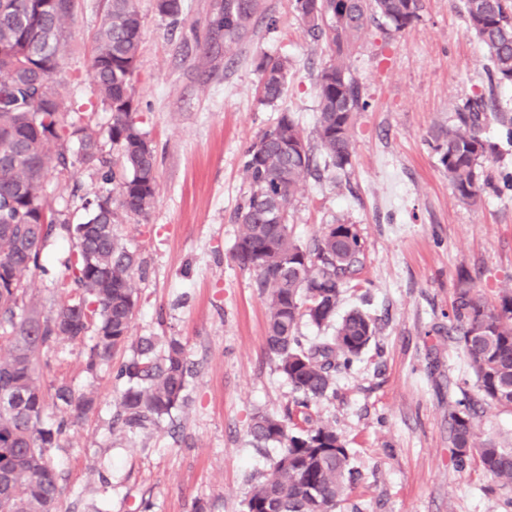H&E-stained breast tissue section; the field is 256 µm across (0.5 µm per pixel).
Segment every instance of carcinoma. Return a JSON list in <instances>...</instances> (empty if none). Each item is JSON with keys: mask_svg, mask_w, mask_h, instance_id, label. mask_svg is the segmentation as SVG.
<instances>
[{"mask_svg": "<svg viewBox=\"0 0 512 512\" xmlns=\"http://www.w3.org/2000/svg\"><path fill=\"white\" fill-rule=\"evenodd\" d=\"M137 0H108L95 35L91 61L96 103L112 113L107 135L117 149L122 173L102 156L101 132L75 121L79 109L58 96L53 77L70 47L66 22L74 0H0V512H55L61 475L50 448L71 420L96 407L90 392L65 381L44 385L38 374L42 351L65 341L85 348V369L95 372L113 351L131 340L138 299L137 254L117 237L124 216L146 218L157 196L158 160L134 121L133 87L140 54L142 17ZM259 0H221L213 22L224 46L248 33ZM309 32L324 39L332 59L317 75L315 136L325 167L351 164L353 115L366 109L362 88L348 65L361 31L380 21L386 37L420 18L423 0H294ZM467 31L490 62V84H512V0H463ZM163 18L178 21L184 0H156ZM267 103L283 94L288 60L261 64ZM489 101L463 104L455 122L431 134L432 148L448 174L455 196L475 204L487 188L483 164L495 145L484 136ZM79 142L76 159L67 143ZM99 165L105 187L82 200L85 221L73 224L69 209L57 208L47 192L49 177L64 179L75 162ZM249 194L235 215L239 224L233 259L255 274L268 292L266 347L297 398L280 417L258 413L249 427L259 444L277 446L271 470L255 485L246 512H337L356 477L349 449L329 424L312 419L311 407L335 393L336 373L358 362L375 338V320L359 308L342 316L334 336L305 343L301 321L317 328L336 320L339 297L363 264L364 241L353 224L326 225L309 245L298 243L288 209L299 185L313 171L310 143L286 112L261 131L242 155ZM66 235L76 251L68 274L55 283L67 300L44 315L29 293V275L40 267L49 238ZM448 335L475 376L476 395L460 389L449 404L450 434L457 467L478 463L498 486L512 488V446L477 440L484 406L512 409V293L489 302L473 279L460 277L451 303ZM137 357L122 365L126 379L113 424L123 431L158 427L188 400L191 376L186 349L169 339L157 350L149 338L136 342ZM58 419L46 423L47 401Z\"/></svg>", "mask_w": 512, "mask_h": 512, "instance_id": "carcinoma-1", "label": "carcinoma"}]
</instances>
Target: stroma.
Returning <instances> with one entry per match:
<instances>
[{
  "instance_id": "1",
  "label": "stroma",
  "mask_w": 512,
  "mask_h": 512,
  "mask_svg": "<svg viewBox=\"0 0 512 512\" xmlns=\"http://www.w3.org/2000/svg\"><path fill=\"white\" fill-rule=\"evenodd\" d=\"M216 3L185 0L174 23L158 15L155 0H137L135 121L157 152L158 192L148 218L116 227L143 262L132 334L182 342L193 364L191 402L161 428L110 432L124 387L114 368L133 357L132 345L93 374L82 345L45 350L44 382L63 379L97 398L50 451L64 476L56 512H245L275 455L254 445L252 417L294 404L266 348L267 297L231 257L234 212L248 191L241 155L258 133L286 112L314 139L316 76L330 53L290 0H260L247 36L225 47L212 26ZM104 5L75 0L70 50L55 77L60 97L81 105L80 120L102 131L110 112L87 103ZM268 57L289 60L284 93L272 104L261 95ZM349 65L370 103L353 116L351 163L335 178L309 176L288 213L298 242L337 222L355 225L365 242L337 312L363 309L377 335L360 362L337 374L335 394L312 408L346 441L359 472L340 512H512V494L477 465L456 467L448 416L458 385L472 377L448 335L460 275L480 272L477 287L492 302L512 289V126L493 117L485 126L498 154L484 165L490 185L474 205L454 196L429 144L467 100L490 95L512 113V87L490 86L487 55L466 29L460 0H424L419 21L390 38L370 23ZM76 187L90 197L100 189L93 166L75 165L69 179L48 183L75 223L86 216L72 202ZM74 251L69 238L48 241L42 269L29 278L42 312L61 302L54 282Z\"/></svg>"
}]
</instances>
